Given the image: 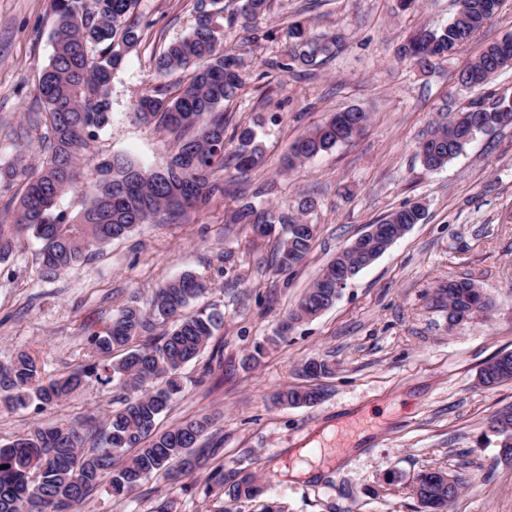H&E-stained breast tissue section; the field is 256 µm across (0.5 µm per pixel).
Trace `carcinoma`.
<instances>
[{"instance_id": "obj_1", "label": "carcinoma", "mask_w": 512, "mask_h": 512, "mask_svg": "<svg viewBox=\"0 0 512 512\" xmlns=\"http://www.w3.org/2000/svg\"><path fill=\"white\" fill-rule=\"evenodd\" d=\"M271 0H232L233 17L257 33L256 22L269 10ZM501 0H469L470 13L454 15L446 25L413 34L402 47L404 55L426 69L439 58L457 52L485 26L497 11L487 6ZM140 0H49L54 18L53 55L44 68L36 93L42 111L10 131L16 159L0 165V261L17 246L18 237L29 234L40 243L39 274L51 280L82 264L93 251L126 237L137 225L164 215H174L206 205L228 193V185L212 179L213 170L224 168L226 146L224 102L245 83L239 55L218 44L217 19L224 14V0H196L195 25L189 35L168 45L155 61L158 76L182 71L186 78L171 85L160 82L136 104V116L168 131H177L172 156L163 169L144 166L121 154L95 164L97 179L85 192L82 209L73 217L58 210V200L79 189L80 161L89 141L111 120L112 75L142 42L138 12ZM290 45L284 58L273 63L282 71L316 69L340 44L336 33L315 34L304 20L289 26ZM512 66V37L489 44L458 72L459 83L484 89L499 70ZM512 112V102L491 91L471 100L453 118L439 113L425 142L417 150L422 166L433 170L459 155L474 136L505 126L502 111ZM238 146L235 168L246 172L262 160L256 132L243 127L235 133ZM37 140L40 161L32 169L23 164L26 149ZM353 140L346 125L332 115L298 138L290 147L284 169L290 171L336 146ZM17 192H12V189ZM316 209L311 197L295 208L277 211L247 204L232 215L235 224H247L264 236L275 226L286 227L287 237L277 246L274 262L283 273L295 270L311 249L317 225L308 234L299 232L306 214ZM425 209L409 203L378 221L384 235L368 240L378 251L385 234L396 224H418ZM208 291L206 280L192 272L159 286L147 310L132 303L112 314V323L90 333L91 354L75 371L47 379L37 359L26 351L0 363V408L6 410L51 409L95 380L121 395V406L108 412L94 431L82 432L65 425L35 426L11 443L0 446V512H76V506L102 484L112 497L122 500L144 481L156 478L181 484L189 491L193 476L204 459L215 457L218 447L202 448L201 438L214 426L208 415L187 419L166 430L158 421L181 390V371L200 357L224 316L209 306L187 309ZM444 303L454 310L468 300L479 309L490 307L483 291L470 279L451 280L438 287ZM336 301L334 262L323 267L312 286L296 301L279 326L275 343L292 327L316 316ZM124 356L111 360L114 351ZM486 387L512 382V352L502 353L479 371ZM317 388H289L274 396L281 406L301 407L318 402ZM491 428L512 438V410L500 412ZM440 469L416 475L413 490L423 512H435L444 497L453 501L460 482L448 477L443 486ZM205 497L248 500L263 493L252 473H237L232 481L224 464L211 469L202 488Z\"/></svg>"}]
</instances>
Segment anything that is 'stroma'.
I'll use <instances>...</instances> for the list:
<instances>
[{"instance_id": "obj_1", "label": "stroma", "mask_w": 512, "mask_h": 512, "mask_svg": "<svg viewBox=\"0 0 512 512\" xmlns=\"http://www.w3.org/2000/svg\"><path fill=\"white\" fill-rule=\"evenodd\" d=\"M194 3L141 0L144 39L112 77V119L91 155L166 164L175 134L139 120L133 105L156 83L155 54L193 29ZM454 13L453 0H419L405 11L398 0H272L258 22L271 37L257 41L222 19L221 42L247 71L224 111L230 126H257L260 165L243 176L227 167L218 177L232 194L139 225L55 280L39 278L40 244L31 237L0 263V362L26 350L49 376L75 369L89 334L113 313L131 302L148 307L158 285L184 272L208 279L198 303L224 315L209 343L221 350V366L200 384V362L187 365L183 391L160 425L213 416L216 431L201 446L220 444L225 474L252 472L262 494L220 504L151 479L122 501L101 485L78 512H151L164 496L175 512H261L270 500L285 512H420L411 485L426 469L460 479L448 512H512V463L501 460V436L489 427L494 414L512 409V382H479L488 360L512 352V127L477 134L437 170L424 169L416 156L438 112L456 113L474 98L455 75L488 44L512 35V0L432 68L402 56L410 35L443 26ZM295 18L309 20L314 32L343 35L336 57L308 77L271 66L286 51ZM52 25L47 0H0V163L15 154L8 131L40 109L36 84L53 54ZM350 107L370 115L356 141L283 168L295 139ZM305 196L317 202L308 217L317 235L302 264L283 273L272 261L276 237H256L230 214L247 203L277 206ZM415 201L425 204V220L349 280L330 308L276 340L283 314L323 265L367 225ZM460 278L480 285L491 306L452 327L435 286ZM259 343L265 351L258 363L245 364ZM313 357L333 366L320 381L322 399L274 404L279 390L304 384L300 368ZM118 405L111 388L93 382L48 411H0V445L38 423L100 426ZM297 467L312 477L286 479Z\"/></svg>"}]
</instances>
